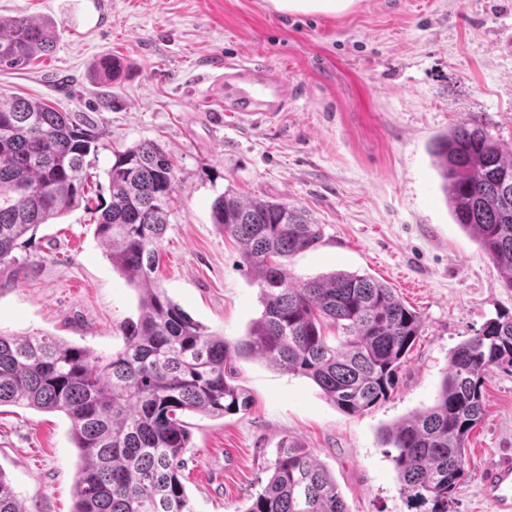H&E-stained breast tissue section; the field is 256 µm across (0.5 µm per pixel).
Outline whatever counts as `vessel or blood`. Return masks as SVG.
<instances>
[{"label": "vessel or blood", "mask_w": 512, "mask_h": 512, "mask_svg": "<svg viewBox=\"0 0 512 512\" xmlns=\"http://www.w3.org/2000/svg\"><path fill=\"white\" fill-rule=\"evenodd\" d=\"M224 109L259 123L280 112L289 87L274 72L248 60H225L220 77ZM485 499L494 512H512V457L491 460L482 477Z\"/></svg>", "instance_id": "vessel-or-blood-1"}]
</instances>
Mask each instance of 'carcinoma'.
<instances>
[{"instance_id":"obj_1","label":"carcinoma","mask_w":512,"mask_h":512,"mask_svg":"<svg viewBox=\"0 0 512 512\" xmlns=\"http://www.w3.org/2000/svg\"><path fill=\"white\" fill-rule=\"evenodd\" d=\"M52 19L0 20V68L50 54ZM103 131L45 103L0 93V269L41 224L88 194L87 157ZM430 154L455 223L476 235L512 287V144L464 121L435 137ZM111 200L95 235L112 267L139 292V317L108 356L54 336L0 334V406L62 412L83 461L74 512H194L181 481L191 435L184 412L247 410L235 363L257 356L310 379L338 410L357 415L387 402L422 328L419 314L369 276L335 272L296 281L292 256L314 247L320 225L288 203L226 191L212 223L237 241L260 287L262 315L242 339L208 331L154 282L176 181L155 142L113 152ZM512 372V315L489 319L449 355L435 404L381 430L408 512H451L465 474L470 432L484 416L486 384ZM270 476L242 512H349L335 480L302 445L283 440ZM0 512H23L0 472Z\"/></svg>"}]
</instances>
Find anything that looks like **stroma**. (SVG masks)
Wrapping results in <instances>:
<instances>
[{"label":"stroma","instance_id":"stroma-1","mask_svg":"<svg viewBox=\"0 0 512 512\" xmlns=\"http://www.w3.org/2000/svg\"><path fill=\"white\" fill-rule=\"evenodd\" d=\"M84 19L79 0H0V18H51V56L0 70V92L96 122L106 135L90 168L89 197L110 199L113 151L159 143L176 162L170 224L157 283L210 332L245 337L263 311L240 268L237 243L213 224L225 190L302 207L322 238L287 269L298 280L335 271L394 288L423 328L386 403L340 412L309 379L259 357L238 360L247 411L184 414L191 447L183 482L196 512H243L282 440L309 448L349 512H407L383 427L432 406L449 352L497 314L512 288L478 241L455 224L432 165L431 141L461 120L512 142V0H356L336 16L282 14L268 0H110ZM115 58L111 79L97 61ZM245 58L297 90L253 125L225 112L202 76ZM79 204L40 225L17 249L19 272L0 273V333L55 336L109 355L139 297ZM453 512H492L482 473L512 456V373L486 384ZM82 466L60 412L0 407V472L24 512H72Z\"/></svg>","mask_w":512,"mask_h":512}]
</instances>
